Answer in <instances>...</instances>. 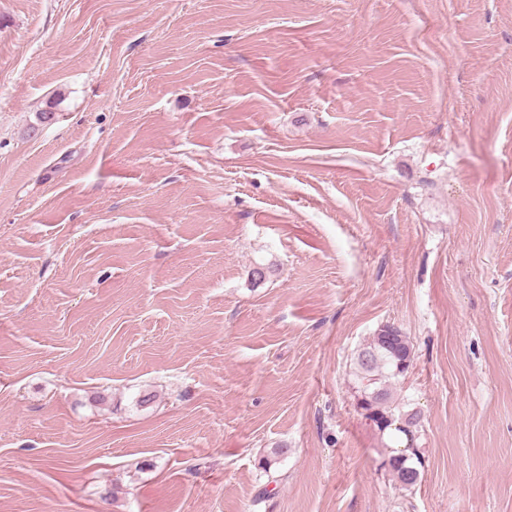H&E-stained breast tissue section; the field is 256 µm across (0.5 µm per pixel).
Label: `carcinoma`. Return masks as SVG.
Wrapping results in <instances>:
<instances>
[{"instance_id": "1", "label": "carcinoma", "mask_w": 512, "mask_h": 512, "mask_svg": "<svg viewBox=\"0 0 512 512\" xmlns=\"http://www.w3.org/2000/svg\"><path fill=\"white\" fill-rule=\"evenodd\" d=\"M412 358L409 337L399 328L388 325L382 327L358 354L357 372L361 387L357 405L381 434L392 428L408 436L418 425L417 413L402 411L388 388L390 381L406 375ZM420 463V456L408 447L401 453L393 452L388 470L396 483L409 489L420 481Z\"/></svg>"}]
</instances>
